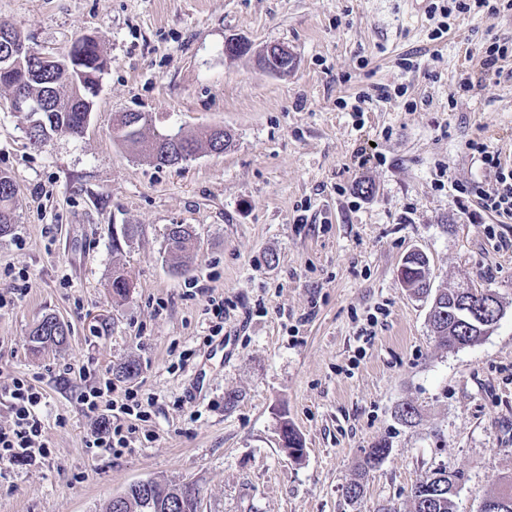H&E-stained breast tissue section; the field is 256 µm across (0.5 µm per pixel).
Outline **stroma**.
<instances>
[{
    "label": "stroma",
    "mask_w": 512,
    "mask_h": 512,
    "mask_svg": "<svg viewBox=\"0 0 512 512\" xmlns=\"http://www.w3.org/2000/svg\"><path fill=\"white\" fill-rule=\"evenodd\" d=\"M433 3L452 0H0V26L30 47L90 35L107 59L79 137L30 144L0 90V172L18 187L0 268L29 274L0 311V364L43 389L54 445L0 481V512H102L148 479L195 482L199 512H409L438 469L463 476L458 512L512 491V217L480 206L490 179L469 148L512 162V11ZM230 38L250 52L226 54ZM495 42L507 57L483 71ZM271 43L294 53L288 73L260 66ZM125 112L150 113L155 134L221 127L233 143L160 167L116 140ZM177 224L198 240L179 269ZM415 249L434 287L496 290L492 333L438 346L430 300L397 274ZM212 296L228 302L217 336ZM46 314L71 335L32 350ZM82 363L149 398L131 449L86 448L82 383L63 373ZM285 422L302 458L279 445ZM381 440L391 452L350 502Z\"/></svg>",
    "instance_id": "stroma-1"
}]
</instances>
